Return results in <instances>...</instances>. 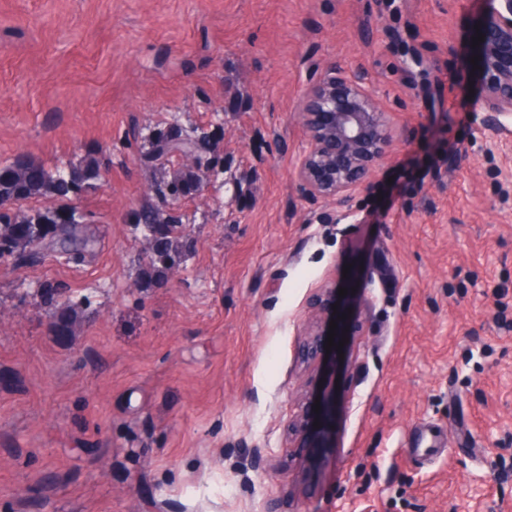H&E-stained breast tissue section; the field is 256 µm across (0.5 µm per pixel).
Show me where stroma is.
<instances>
[{"label": "stroma", "mask_w": 512, "mask_h": 512, "mask_svg": "<svg viewBox=\"0 0 512 512\" xmlns=\"http://www.w3.org/2000/svg\"><path fill=\"white\" fill-rule=\"evenodd\" d=\"M488 8L0 0V165L106 166L92 255L0 261V512H512V124L484 133L471 63ZM326 63L400 129L338 224L295 176ZM174 127L209 178L151 279L136 215L164 171L142 155ZM317 324L344 346L306 367Z\"/></svg>", "instance_id": "stroma-1"}]
</instances>
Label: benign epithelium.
Returning <instances> with one entry per match:
<instances>
[{
  "instance_id": "obj_1",
  "label": "benign epithelium",
  "mask_w": 512,
  "mask_h": 512,
  "mask_svg": "<svg viewBox=\"0 0 512 512\" xmlns=\"http://www.w3.org/2000/svg\"><path fill=\"white\" fill-rule=\"evenodd\" d=\"M490 2L492 10L479 26L484 41L477 52L488 112L485 127L495 130L512 120V0ZM298 115L306 130V146L296 167L300 188L309 200L329 207L320 223L338 224L351 215L355 194L389 156L396 126L362 79L334 65L324 68L302 99ZM321 355L319 332L299 345L305 362Z\"/></svg>"
}]
</instances>
